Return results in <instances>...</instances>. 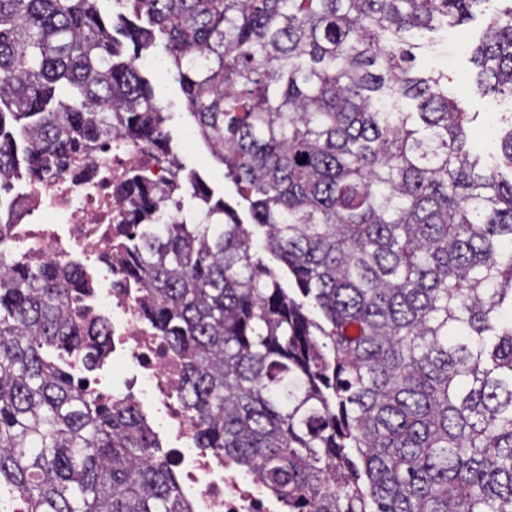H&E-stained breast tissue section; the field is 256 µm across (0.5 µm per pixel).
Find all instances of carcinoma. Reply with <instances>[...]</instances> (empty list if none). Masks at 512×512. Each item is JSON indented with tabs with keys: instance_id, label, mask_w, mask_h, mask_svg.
<instances>
[{
	"instance_id": "cac0c4a2",
	"label": "carcinoma",
	"mask_w": 512,
	"mask_h": 512,
	"mask_svg": "<svg viewBox=\"0 0 512 512\" xmlns=\"http://www.w3.org/2000/svg\"><path fill=\"white\" fill-rule=\"evenodd\" d=\"M97 2L0 0V191L118 130L167 158L170 189L130 177L126 273L198 446L288 512H512V127L482 158L448 74L413 67L480 13L473 82L512 102V0H116L120 26ZM159 47L252 227L172 194ZM84 289L0 251V512H191L138 412L66 370L107 339Z\"/></svg>"
}]
</instances>
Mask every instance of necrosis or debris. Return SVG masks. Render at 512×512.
Masks as SVG:
<instances>
[{"instance_id":"necrosis-or-debris-1","label":"necrosis or debris","mask_w":512,"mask_h":512,"mask_svg":"<svg viewBox=\"0 0 512 512\" xmlns=\"http://www.w3.org/2000/svg\"><path fill=\"white\" fill-rule=\"evenodd\" d=\"M147 179L167 178V166L146 146L115 134L56 178L28 177L22 218L5 247L33 263L76 262L86 289L76 303L86 317L110 326L101 364L112 383L98 395L137 410L159 443L165 444L191 512H282L279 498L225 461L223 454L195 446V429L180 397L182 362L145 313L148 295L124 270L120 231L133 208L126 181L131 171Z\"/></svg>"}]
</instances>
